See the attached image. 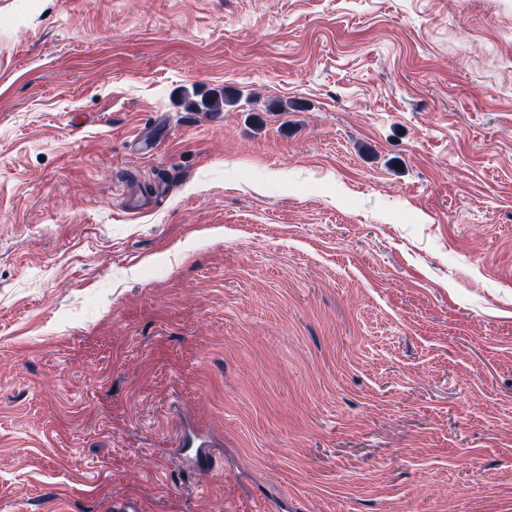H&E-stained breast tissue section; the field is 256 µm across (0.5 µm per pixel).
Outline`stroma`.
<instances>
[{
    "instance_id": "obj_1",
    "label": "stroma",
    "mask_w": 512,
    "mask_h": 512,
    "mask_svg": "<svg viewBox=\"0 0 512 512\" xmlns=\"http://www.w3.org/2000/svg\"><path fill=\"white\" fill-rule=\"evenodd\" d=\"M128 500L512 512V0H0V512Z\"/></svg>"
}]
</instances>
